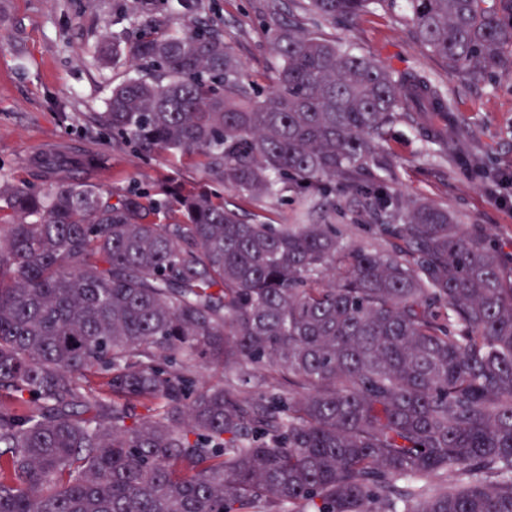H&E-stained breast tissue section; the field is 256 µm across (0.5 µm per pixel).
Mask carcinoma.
Masks as SVG:
<instances>
[{"mask_svg": "<svg viewBox=\"0 0 512 512\" xmlns=\"http://www.w3.org/2000/svg\"><path fill=\"white\" fill-rule=\"evenodd\" d=\"M407 7L448 71L512 75V0ZM269 31L271 91L218 21L151 19L97 113L201 183L115 195L86 151L0 183V512H512V255L364 175L396 120L455 142L424 127L452 100L292 11ZM226 191L295 223L245 220ZM268 214L277 224H291L292 223V209L290 205L276 204L272 201H260L246 206V212L242 215L249 218V214Z\"/></svg>", "mask_w": 512, "mask_h": 512, "instance_id": "obj_1", "label": "carcinoma"}]
</instances>
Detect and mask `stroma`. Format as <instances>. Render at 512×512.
I'll return each instance as SVG.
<instances>
[{
  "instance_id": "obj_1",
  "label": "stroma",
  "mask_w": 512,
  "mask_h": 512,
  "mask_svg": "<svg viewBox=\"0 0 512 512\" xmlns=\"http://www.w3.org/2000/svg\"><path fill=\"white\" fill-rule=\"evenodd\" d=\"M291 0H0V182L31 178V160L46 142L61 138L104 152L110 162L97 175L103 188L119 193L176 174L192 180L197 170H173L166 157L145 161L114 146L95 123L113 85L131 75L126 55L100 56L103 36L128 44L138 19L152 17L171 32L190 21L219 16L224 40L250 78L270 87L280 60L269 44L264 19L287 17ZM327 38L393 69L428 74L447 91L449 118L464 132L445 154L429 149L420 127L404 120L386 129L381 143L389 170L368 166V179H383L408 198H425L476 224L506 253H512V77L493 76L474 85L449 74L442 60L427 55L401 7H376L354 23L323 22Z\"/></svg>"
}]
</instances>
